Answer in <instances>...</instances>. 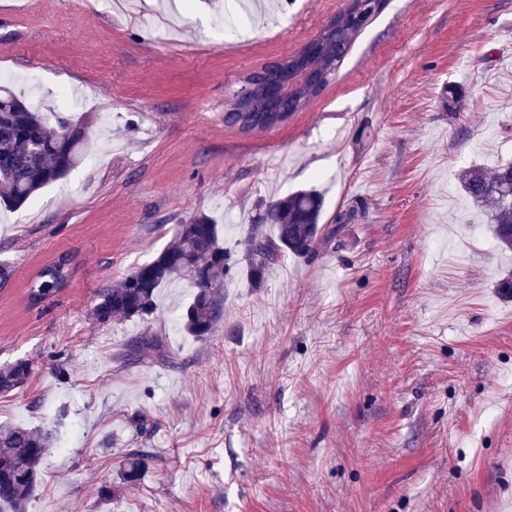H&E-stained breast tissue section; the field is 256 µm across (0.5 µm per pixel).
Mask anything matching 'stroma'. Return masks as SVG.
<instances>
[{"label": "stroma", "instance_id": "35a3bbf8", "mask_svg": "<svg viewBox=\"0 0 512 512\" xmlns=\"http://www.w3.org/2000/svg\"><path fill=\"white\" fill-rule=\"evenodd\" d=\"M347 2L0 0V74L88 131L65 179L0 207V367L37 369L0 425L53 432L27 512H512V255L458 180L512 161V0H386L287 123L225 125ZM309 186L324 228L357 217L251 287L258 203ZM201 213L237 262L214 333L181 331L184 281L98 323L101 289ZM62 252L69 287L29 306ZM294 54L289 56H281L279 58L267 62L266 65H271V68L273 69L271 73H267L263 71L261 68L252 72L251 74L254 75L253 84H248L246 86V93L259 88L260 90L266 91L271 96H276L278 92L277 76L278 74L287 71L288 66H290L292 61L294 60V58L292 57ZM264 76H266V79ZM145 468L143 457L136 451L127 452L121 465L123 483L133 484L141 479Z\"/></svg>", "mask_w": 512, "mask_h": 512}]
</instances>
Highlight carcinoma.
Here are the masks:
<instances>
[{
	"mask_svg": "<svg viewBox=\"0 0 512 512\" xmlns=\"http://www.w3.org/2000/svg\"><path fill=\"white\" fill-rule=\"evenodd\" d=\"M361 28L353 16L340 15L297 54L296 65L284 74L280 84L288 96L269 97L256 92L235 95L224 113V124L243 133L263 132L288 121L320 93L302 86L297 77L316 68L332 79L345 50ZM86 128L71 125L41 112L0 87V204L18 209L40 190L64 179L80 162ZM462 191L479 209L503 252H512V207L503 206L500 190L512 191V163L491 169L472 166L459 174ZM324 200L315 189H301L264 204L258 223L271 224L276 235L253 233L248 243L247 276L259 288L268 267L285 255L307 258L323 241ZM75 257L66 252L44 264L30 281L28 299L35 306L62 292L75 271ZM233 266L231 252L224 248L218 224L205 214L177 226L175 240L151 261L123 280L102 289L93 309L97 322L143 318L154 312L159 288L176 280L194 288L191 302L181 314L185 333L202 339L224 318V278ZM34 375V365L17 360L0 367V394L23 387ZM51 434L45 430L0 426V512H26L37 482V471L50 448ZM143 457L127 452L121 465L123 483L141 479Z\"/></svg>",
	"mask_w": 512,
	"mask_h": 512,
	"instance_id": "carcinoma-1",
	"label": "carcinoma"
}]
</instances>
